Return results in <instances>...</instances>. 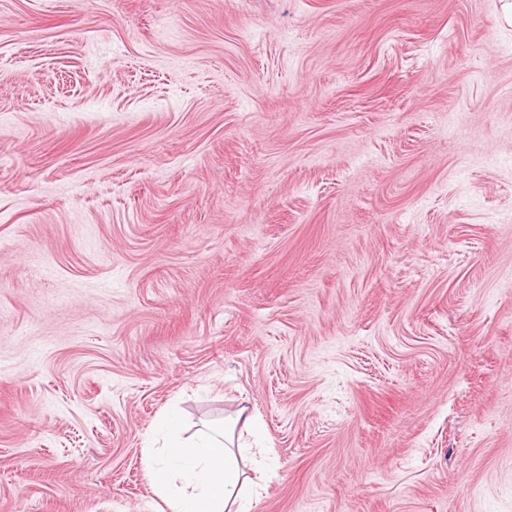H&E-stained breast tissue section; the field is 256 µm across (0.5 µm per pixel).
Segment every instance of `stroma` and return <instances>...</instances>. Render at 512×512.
Masks as SVG:
<instances>
[{
	"mask_svg": "<svg viewBox=\"0 0 512 512\" xmlns=\"http://www.w3.org/2000/svg\"><path fill=\"white\" fill-rule=\"evenodd\" d=\"M512 0H0V512H512ZM258 434L259 417L241 407L218 428L183 438L180 422L170 416L162 439L144 448L150 485L169 512H251L257 485L247 460L257 465L247 442L234 444L236 430ZM236 447V448H234Z\"/></svg>",
	"mask_w": 512,
	"mask_h": 512,
	"instance_id": "stroma-1",
	"label": "stroma"
}]
</instances>
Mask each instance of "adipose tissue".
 I'll list each match as a JSON object with an SVG mask.
<instances>
[{
    "instance_id": "obj_1",
    "label": "adipose tissue",
    "mask_w": 512,
    "mask_h": 512,
    "mask_svg": "<svg viewBox=\"0 0 512 512\" xmlns=\"http://www.w3.org/2000/svg\"><path fill=\"white\" fill-rule=\"evenodd\" d=\"M162 439L144 451L150 485L168 512H251L256 482L247 460L251 448L235 443L236 431L259 433V417L247 408L218 428L183 437L177 417H168Z\"/></svg>"
}]
</instances>
